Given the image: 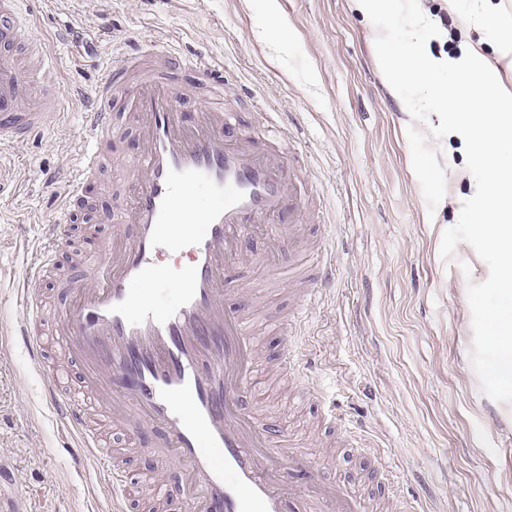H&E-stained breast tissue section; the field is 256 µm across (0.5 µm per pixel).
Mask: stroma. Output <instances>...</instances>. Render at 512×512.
<instances>
[{
	"label": "stroma",
	"instance_id": "1",
	"mask_svg": "<svg viewBox=\"0 0 512 512\" xmlns=\"http://www.w3.org/2000/svg\"><path fill=\"white\" fill-rule=\"evenodd\" d=\"M20 20L48 35L61 113L0 156L12 182L0 209V337L26 315L16 287L44 248V225L63 226L64 278L40 286L57 310L70 286L90 277L80 253L132 237L131 225L106 219L127 194L120 166L142 147L132 94L112 96V134L85 209L70 217L62 203L81 151L79 88L121 71L137 44L148 43L154 52L141 67L181 89L187 122L207 101L238 113L242 126L270 118L294 133L289 148L311 179L305 232L336 261L335 288L295 338L297 364H313L314 398L280 369L293 302L287 285L261 267L230 271L231 284H259L257 385L247 410L288 444L305 442L310 480L339 483L368 512H400L417 497L424 512H512V405L481 393L470 359L466 288L489 270L465 243L441 258V236L460 208L446 198L428 210L411 165L406 107L381 73L371 22L351 0H25ZM183 54L222 61L224 85H199ZM326 404L362 429L364 447L323 421ZM104 435L108 447L124 450L132 476L165 483L182 512L186 467L160 460L152 428L133 435L111 423ZM69 443L24 349L0 350V493L20 486V512H112L108 475L75 461Z\"/></svg>",
	"mask_w": 512,
	"mask_h": 512
}]
</instances>
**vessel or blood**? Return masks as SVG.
I'll use <instances>...</instances> for the list:
<instances>
[{
	"label": "vessel or blood",
	"instance_id": "b4317fda",
	"mask_svg": "<svg viewBox=\"0 0 512 512\" xmlns=\"http://www.w3.org/2000/svg\"><path fill=\"white\" fill-rule=\"evenodd\" d=\"M22 0H0V152L44 132L58 98L26 80L7 45L39 42L38 31L22 25ZM182 64L216 84L223 64L188 56ZM112 75L91 89L81 114L84 146L67 177L66 211L81 207V187L99 166L100 143L112 130ZM133 119L142 152L128 164L130 196L122 221L134 225L131 241H113L92 257L90 283L74 286L59 317L62 337L79 364L77 386L63 391L44 368V346L30 331L43 312L36 286L53 262L59 227L47 225V247L31 264L18 294L27 324L14 332L36 369L44 373V394L61 426L76 436L79 459L93 458L112 485L113 512H130L143 489L113 464L87 415L85 394L101 399L110 415L130 432L141 423L159 433L161 458L189 467L187 512H306L308 501L294 478L306 471L300 453L280 456L279 437L246 411L256 348L252 320L226 306L225 280L231 269L268 265L292 269L299 254L302 199L295 168L284 147L288 131L276 123L237 131L238 115L204 107L196 126L180 119L175 85L144 78L135 88ZM278 247L277 257L256 256L244 247L255 233ZM177 253L175 294L155 299L166 282L164 256ZM334 259L321 277L308 279L299 295L296 319L334 281ZM325 512H365L362 500L339 485L324 487Z\"/></svg>",
	"mask_w": 512,
	"mask_h": 512
}]
</instances>
